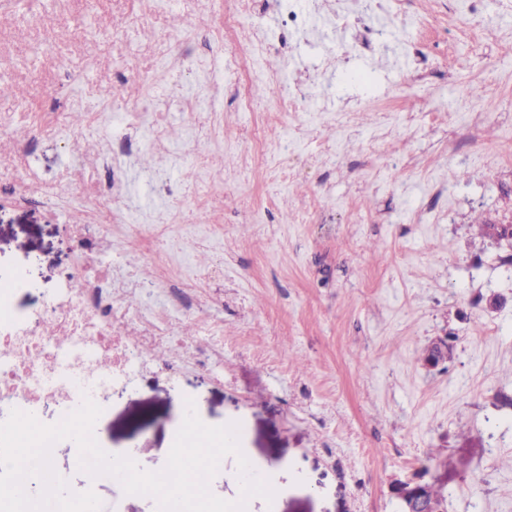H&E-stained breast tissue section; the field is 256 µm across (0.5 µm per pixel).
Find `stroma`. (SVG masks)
I'll return each mask as SVG.
<instances>
[{
	"label": "stroma",
	"mask_w": 512,
	"mask_h": 512,
	"mask_svg": "<svg viewBox=\"0 0 512 512\" xmlns=\"http://www.w3.org/2000/svg\"><path fill=\"white\" fill-rule=\"evenodd\" d=\"M132 0H44L37 14L13 9L0 25V66L23 97L0 96V175L19 171L18 128L28 113L47 123L43 142L56 181L98 187L88 159L55 137L72 113L57 89L82 72L84 110L185 93L193 78L156 70L155 49L183 26L196 28L187 53H205L223 5L202 11L179 0L154 13L140 33L142 53L127 58L120 38ZM353 14L337 29L334 10ZM405 29L381 8L356 0H314L307 36H288L275 70L302 78L303 113L239 112L240 70L222 61L223 139L203 140L224 190L195 204L179 171L168 194L133 184L136 200L172 206L188 234L164 246L168 269L211 273L202 309L184 310L173 329L183 343L224 347V380L186 368L172 377L138 371L102 394L96 440L109 453L159 471L186 400L208 425L239 423L240 445L274 466L273 502L249 499L246 512H400L396 481L425 475L442 489L443 512H512V247L483 235L479 222L512 223V165L493 159L512 138V0H486L480 17L460 11L454 29L421 28L423 0ZM53 26L52 49L42 28ZM480 30L479 46L466 33ZM85 26L110 40L71 36ZM350 51L322 63L339 43ZM426 68L429 91L413 92ZM478 86L482 96L470 95ZM288 150L286 182L260 180L241 150L254 121ZM271 205L255 210L262 198ZM40 207L0 206V277L19 266L30 284L19 308L42 302L81 262L63 226ZM224 227L223 236L210 233ZM499 297L498 310L486 308ZM448 336V363L427 368V345ZM101 512H158L154 498L125 494L113 477L94 486Z\"/></svg>",
	"instance_id": "1"
}]
</instances>
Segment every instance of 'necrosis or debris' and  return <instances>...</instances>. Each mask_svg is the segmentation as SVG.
Masks as SVG:
<instances>
[{
  "instance_id": "1",
  "label": "necrosis or debris",
  "mask_w": 512,
  "mask_h": 512,
  "mask_svg": "<svg viewBox=\"0 0 512 512\" xmlns=\"http://www.w3.org/2000/svg\"><path fill=\"white\" fill-rule=\"evenodd\" d=\"M257 0H224V24L210 31L209 39L228 51L249 81L271 86L269 108L278 112L302 109L299 90L271 72L256 68L258 60L276 50L269 32L248 22ZM168 65L196 73V91L171 99L180 112L197 110L199 104L219 101L218 84L208 76L216 70L211 57L181 53L178 45H166L158 54ZM159 102L147 100L121 111L117 124H110L109 111L89 113L85 134L97 135L96 160L109 182L107 192L69 195L56 184L50 164L37 174L20 173L0 184V197L9 203H41L49 213L77 209L79 221L66 225L82 263L64 292L51 296L44 315L19 312L14 305L16 289L27 286L28 273L15 269L0 280V406L21 402L29 412L44 406L78 408L84 398L99 399L114 383L130 379L144 359L159 347H179L169 321L158 311V296L171 286L193 292L205 287L203 273L170 283L167 277L147 281L128 272L124 264L106 263L103 256L113 248V227L137 239H169L178 224L177 212L152 208L139 210L126 219V175L134 163L129 131L147 135L162 153L163 165L177 164L183 146H198L199 130H191L184 145H170L162 123Z\"/></svg>"
}]
</instances>
